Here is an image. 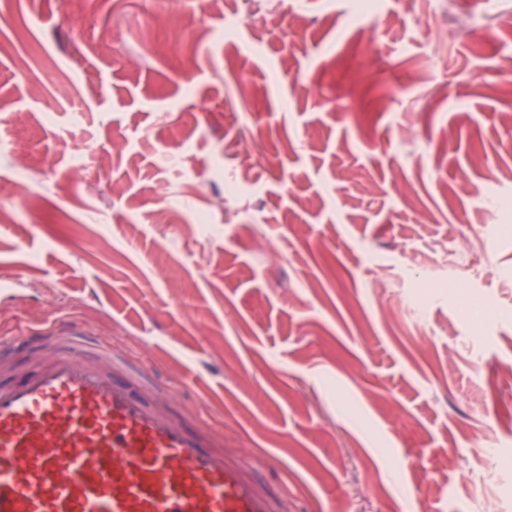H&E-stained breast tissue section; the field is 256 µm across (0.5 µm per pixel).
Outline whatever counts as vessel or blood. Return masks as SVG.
I'll use <instances>...</instances> for the list:
<instances>
[{"mask_svg":"<svg viewBox=\"0 0 512 512\" xmlns=\"http://www.w3.org/2000/svg\"><path fill=\"white\" fill-rule=\"evenodd\" d=\"M83 334L53 319L16 342ZM124 364L109 350L91 363L58 354L0 384V512H288L223 434L188 425L171 391L140 396L152 380Z\"/></svg>","mask_w":512,"mask_h":512,"instance_id":"1","label":"vessel or blood"}]
</instances>
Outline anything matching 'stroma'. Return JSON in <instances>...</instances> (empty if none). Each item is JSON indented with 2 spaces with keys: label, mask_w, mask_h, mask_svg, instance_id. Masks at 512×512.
<instances>
[{
  "label": "stroma",
  "mask_w": 512,
  "mask_h": 512,
  "mask_svg": "<svg viewBox=\"0 0 512 512\" xmlns=\"http://www.w3.org/2000/svg\"><path fill=\"white\" fill-rule=\"evenodd\" d=\"M362 2L0 8V338L117 340L288 512H512V0ZM86 335L87 331L72 320L60 322L56 319H52L48 321L43 328L30 332L25 336H18L14 341V344L30 346L42 343H55L76 339L80 336Z\"/></svg>",
  "instance_id": "1"
}]
</instances>
